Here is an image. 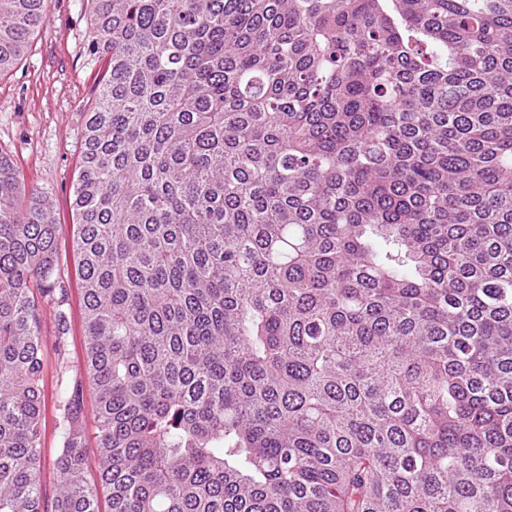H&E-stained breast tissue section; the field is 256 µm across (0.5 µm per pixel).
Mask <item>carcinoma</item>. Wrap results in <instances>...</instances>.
Segmentation results:
<instances>
[{
	"mask_svg": "<svg viewBox=\"0 0 512 512\" xmlns=\"http://www.w3.org/2000/svg\"><path fill=\"white\" fill-rule=\"evenodd\" d=\"M91 3L70 374L0 153V512H512V0ZM47 19L0 0V75ZM41 327L44 340V352L48 365L45 377V400L48 414V426L44 444L46 464L42 473V491L47 498H52L56 494L57 488L56 474L53 469L52 462L56 456L57 448L60 447V436L58 430L54 429L52 420L55 396L58 390V381L55 372L56 358L53 348L55 315L51 306H43Z\"/></svg>",
	"mask_w": 512,
	"mask_h": 512,
	"instance_id": "1",
	"label": "carcinoma"
}]
</instances>
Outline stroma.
<instances>
[{"label":"stroma","instance_id":"stroma-1","mask_svg":"<svg viewBox=\"0 0 512 512\" xmlns=\"http://www.w3.org/2000/svg\"><path fill=\"white\" fill-rule=\"evenodd\" d=\"M90 0H48V21L30 37L16 66L0 76V152L26 185L43 191L60 224L56 263L67 283L68 352L73 368L84 358L83 295L72 250L71 201L98 66L86 52Z\"/></svg>","mask_w":512,"mask_h":512}]
</instances>
